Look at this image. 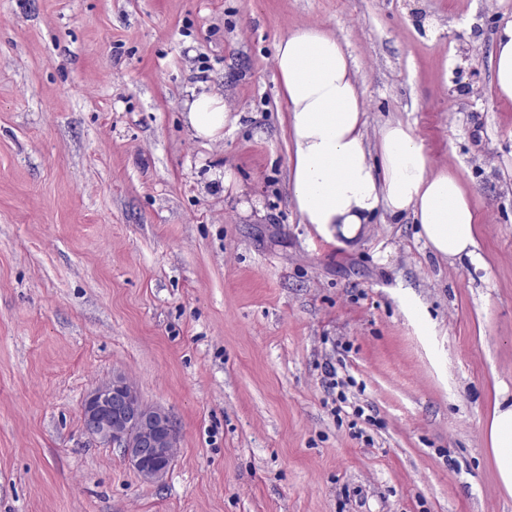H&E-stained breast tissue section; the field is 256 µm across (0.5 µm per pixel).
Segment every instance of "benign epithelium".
<instances>
[{
  "mask_svg": "<svg viewBox=\"0 0 512 512\" xmlns=\"http://www.w3.org/2000/svg\"><path fill=\"white\" fill-rule=\"evenodd\" d=\"M81 425L93 440L123 450L130 466L143 480L159 483L168 470L152 466L177 444L176 422L166 411L144 403L121 378L94 388L81 407Z\"/></svg>",
  "mask_w": 512,
  "mask_h": 512,
  "instance_id": "obj_1",
  "label": "benign epithelium"
}]
</instances>
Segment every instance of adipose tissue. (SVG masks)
Masks as SVG:
<instances>
[{
  "instance_id": "ef3b65f1",
  "label": "adipose tissue",
  "mask_w": 512,
  "mask_h": 512,
  "mask_svg": "<svg viewBox=\"0 0 512 512\" xmlns=\"http://www.w3.org/2000/svg\"><path fill=\"white\" fill-rule=\"evenodd\" d=\"M274 59L287 106L288 189L301 223L343 246L377 215L408 214L434 255L480 263L477 211L457 175L432 171L413 128L387 123L376 148L368 147L364 94L336 34L296 28L278 41ZM491 59L498 97L512 101V23ZM187 121L196 137L219 139L229 121L223 96L195 94ZM485 436L499 487L512 497V403L495 401Z\"/></svg>"
}]
</instances>
